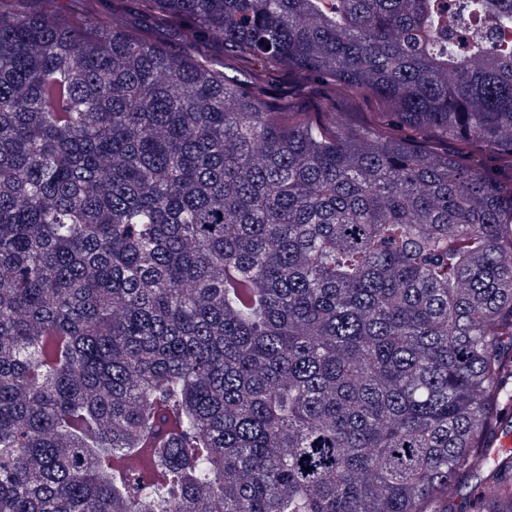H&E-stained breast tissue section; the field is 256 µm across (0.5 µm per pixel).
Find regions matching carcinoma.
I'll return each instance as SVG.
<instances>
[{"label": "carcinoma", "mask_w": 512, "mask_h": 512, "mask_svg": "<svg viewBox=\"0 0 512 512\" xmlns=\"http://www.w3.org/2000/svg\"><path fill=\"white\" fill-rule=\"evenodd\" d=\"M71 2L0 0V512H512V0ZM286 106L295 110H302L305 112H319L322 97L319 88L312 86L302 95L292 96L284 99ZM289 100V101H288Z\"/></svg>", "instance_id": "carcinoma-1"}]
</instances>
